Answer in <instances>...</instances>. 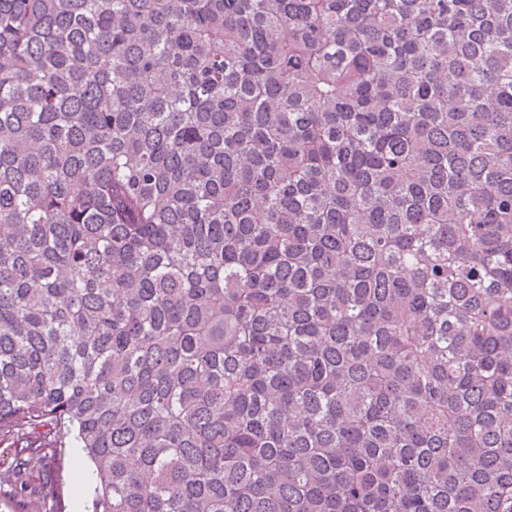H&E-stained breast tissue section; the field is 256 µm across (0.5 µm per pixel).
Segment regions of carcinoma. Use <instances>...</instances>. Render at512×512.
Masks as SVG:
<instances>
[{
	"label": "carcinoma",
	"mask_w": 512,
	"mask_h": 512,
	"mask_svg": "<svg viewBox=\"0 0 512 512\" xmlns=\"http://www.w3.org/2000/svg\"><path fill=\"white\" fill-rule=\"evenodd\" d=\"M62 427L93 512H512V0H0V439Z\"/></svg>",
	"instance_id": "carcinoma-1"
}]
</instances>
